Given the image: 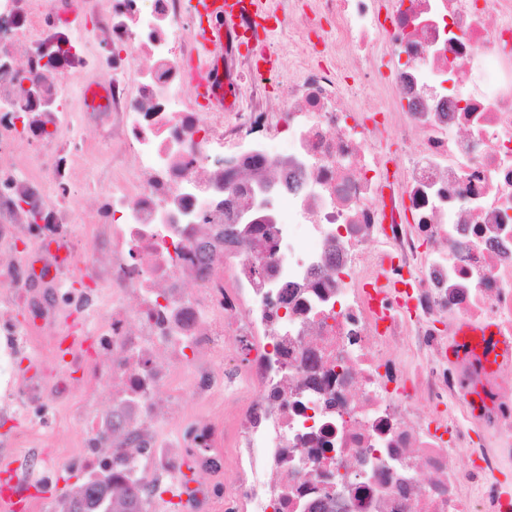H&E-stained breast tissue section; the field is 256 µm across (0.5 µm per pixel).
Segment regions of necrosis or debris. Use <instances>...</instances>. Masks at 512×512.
<instances>
[{
	"mask_svg": "<svg viewBox=\"0 0 512 512\" xmlns=\"http://www.w3.org/2000/svg\"><path fill=\"white\" fill-rule=\"evenodd\" d=\"M276 8L332 24L333 55L289 43L276 111L256 92L224 114L190 90L184 0H0V419L20 395L73 408L83 471L111 462L153 503L190 457L225 472L226 512H512L496 480L512 470V358L481 372L448 354L484 328L512 341V0ZM103 68L92 107L72 83ZM85 124L98 136L81 147ZM81 153L112 159L83 193ZM272 170L287 208L220 239L225 187ZM386 266L411 294L384 320L365 286ZM65 320L68 363L15 374L32 342L63 344ZM219 400L226 413L191 419ZM19 446L23 485L44 443L0 435Z\"/></svg>",
	"mask_w": 512,
	"mask_h": 512,
	"instance_id": "4bbe7bcc",
	"label": "necrosis or debris"
}]
</instances>
